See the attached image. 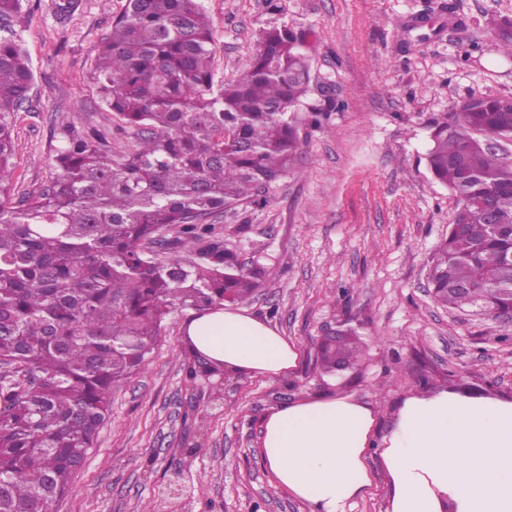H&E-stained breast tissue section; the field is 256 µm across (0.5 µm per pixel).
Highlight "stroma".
I'll return each instance as SVG.
<instances>
[{
    "label": "stroma",
    "mask_w": 512,
    "mask_h": 512,
    "mask_svg": "<svg viewBox=\"0 0 512 512\" xmlns=\"http://www.w3.org/2000/svg\"><path fill=\"white\" fill-rule=\"evenodd\" d=\"M125 0H80L59 20L52 0H26L13 21L36 74L18 112L14 196L49 175L56 120L95 128L113 151L131 138L101 105L90 74L95 49ZM216 78H236L257 31L278 18L304 36L319 82L344 102L321 127L302 126L295 169L263 206L215 217L224 244L271 274L243 307L297 343L289 376L228 371L224 392L185 379L183 328L171 316L146 365L113 391L112 411L70 492L52 512H167L170 480L187 486L190 512H308L274 481L261 454L267 417L301 397L350 393L372 403L379 433L401 404L446 389L512 400V320L438 304L431 259L457 201L434 180L429 125L469 95L512 97V54L497 22L512 0H202ZM354 330L365 347L341 377L314 360L327 330Z\"/></svg>",
    "instance_id": "stroma-1"
}]
</instances>
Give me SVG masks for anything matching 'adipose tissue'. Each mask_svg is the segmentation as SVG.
I'll return each mask as SVG.
<instances>
[{"instance_id":"obj_1","label":"adipose tissue","mask_w":512,"mask_h":512,"mask_svg":"<svg viewBox=\"0 0 512 512\" xmlns=\"http://www.w3.org/2000/svg\"><path fill=\"white\" fill-rule=\"evenodd\" d=\"M184 338L251 376L290 375L301 361L296 344L241 310L195 314ZM377 430L372 405L355 395L297 399L268 416L262 454L309 512H347L367 496L375 447L391 512H512V401L438 390L406 398L388 433Z\"/></svg>"}]
</instances>
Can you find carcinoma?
I'll return each mask as SVG.
<instances>
[{
	"label": "carcinoma",
	"instance_id": "cac0c4a2",
	"mask_svg": "<svg viewBox=\"0 0 512 512\" xmlns=\"http://www.w3.org/2000/svg\"><path fill=\"white\" fill-rule=\"evenodd\" d=\"M0 0V512H49L64 497L110 411L114 387L147 362L167 316L249 299L268 276L224 246L213 216L263 205L300 154L292 114L322 124L339 107L317 90L302 34L258 32L246 71L214 77V32L200 0H126L99 43L90 78L134 139L116 154L104 136L61 121L51 175L9 204L15 114L35 75ZM512 98L471 95L431 124L427 165L457 198L428 279L449 308L512 304ZM316 364L337 376L363 345L338 329ZM193 382L224 366L187 348Z\"/></svg>",
	"mask_w": 512,
	"mask_h": 512
}]
</instances>
